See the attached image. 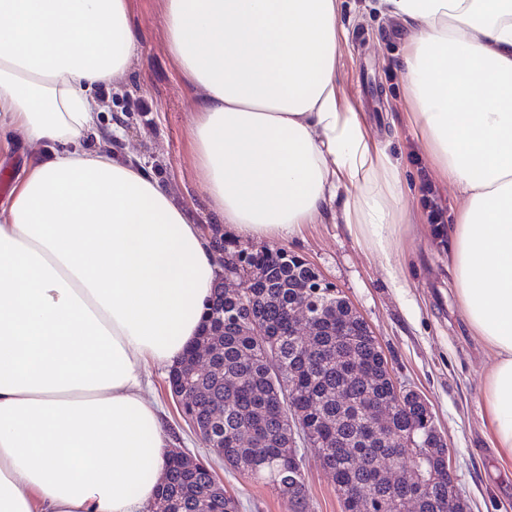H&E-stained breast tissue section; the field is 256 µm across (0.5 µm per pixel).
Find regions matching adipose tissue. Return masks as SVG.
Listing matches in <instances>:
<instances>
[{
	"instance_id": "ef3b65f1",
	"label": "adipose tissue",
	"mask_w": 512,
	"mask_h": 512,
	"mask_svg": "<svg viewBox=\"0 0 512 512\" xmlns=\"http://www.w3.org/2000/svg\"><path fill=\"white\" fill-rule=\"evenodd\" d=\"M341 0H160L202 94L190 128L211 211L250 239L342 206L391 282L398 167L336 80ZM404 34L411 119L465 206L459 311L496 359L486 438L512 465V0H378ZM137 42L126 0H0V137L33 159L0 203V512H146L172 441L145 362L194 345L218 280L208 240L152 167L113 154L91 91ZM95 137V151L83 149Z\"/></svg>"
}]
</instances>
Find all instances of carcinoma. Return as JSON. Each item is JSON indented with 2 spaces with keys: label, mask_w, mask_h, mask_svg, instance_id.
Here are the masks:
<instances>
[{
  "label": "carcinoma",
  "mask_w": 512,
  "mask_h": 512,
  "mask_svg": "<svg viewBox=\"0 0 512 512\" xmlns=\"http://www.w3.org/2000/svg\"><path fill=\"white\" fill-rule=\"evenodd\" d=\"M221 246L241 266L264 270L265 277L241 296L215 290L202 332L215 343L209 369L189 375L187 353L171 376L187 378L200 390L197 419L224 453V465L288 496L294 512H308L302 460L288 446L289 421L296 417L304 426L303 441L335 479L343 512H399L409 501L416 512H443L450 501L466 512L465 500L448 481V449L419 398L398 406L386 437L368 439L367 409L389 400L393 383L381 346L349 301L316 283L310 265L285 249L249 251L225 240ZM298 304L328 318L323 335L291 331L288 311ZM254 320L266 335L252 334ZM410 437L421 443L419 458L401 452ZM418 461L429 471L425 482L385 476L391 467L406 471ZM157 500L166 512L241 509L213 469L171 457Z\"/></svg>",
  "instance_id": "1"
}]
</instances>
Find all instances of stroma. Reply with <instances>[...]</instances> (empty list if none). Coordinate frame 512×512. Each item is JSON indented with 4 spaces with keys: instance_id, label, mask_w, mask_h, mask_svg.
I'll return each mask as SVG.
<instances>
[{
    "instance_id": "35a3bbf8",
    "label": "stroma",
    "mask_w": 512,
    "mask_h": 512,
    "mask_svg": "<svg viewBox=\"0 0 512 512\" xmlns=\"http://www.w3.org/2000/svg\"><path fill=\"white\" fill-rule=\"evenodd\" d=\"M375 5L376 0H343L340 23L349 45L337 79L343 97L363 112L370 131L401 169L402 233L395 255L400 282L392 284L379 260L329 215L270 245L303 257L333 282L370 325L397 382L425 398L470 512H512V473L501 468L484 435L483 382L494 355L461 318L454 291L450 227L463 199L441 182L408 121L397 70L403 36ZM127 12L139 48L119 86L93 89L101 104L100 122L107 125L123 116L124 146L154 167L195 223H212L189 135L200 92L186 83L167 49L159 0H127ZM426 186L445 208L446 223H430ZM145 373L170 437L193 457L212 462L220 482L241 501V512H294L279 491L213 463L204 442L183 420L166 370L150 364ZM304 459L310 512H342L332 476L312 452Z\"/></svg>"
}]
</instances>
